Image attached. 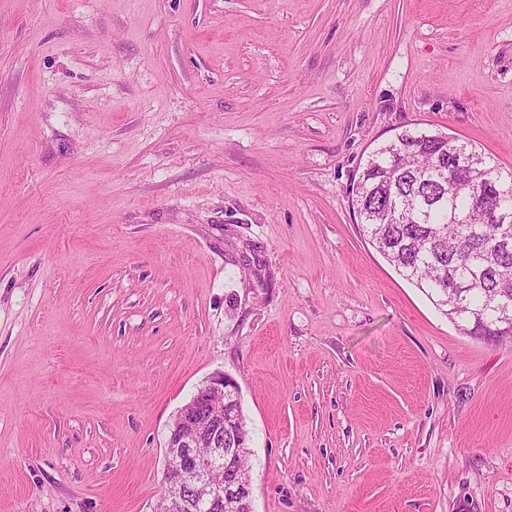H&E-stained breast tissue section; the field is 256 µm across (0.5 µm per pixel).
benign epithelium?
<instances>
[{"label":"benign epithelium","mask_w":512,"mask_h":512,"mask_svg":"<svg viewBox=\"0 0 512 512\" xmlns=\"http://www.w3.org/2000/svg\"><path fill=\"white\" fill-rule=\"evenodd\" d=\"M452 150L441 162L442 173L453 177L467 154L462 146L449 139ZM236 381L217 372L199 388L197 402L177 413L164 448V470L169 473L165 490L175 505L185 512H211L217 499L223 500L224 512H239L243 500L252 497L253 481L229 474L246 447L224 428L225 414L231 401L225 398ZM226 472L224 485L209 482L212 471Z\"/></svg>","instance_id":"obj_1"}]
</instances>
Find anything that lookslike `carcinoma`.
Instances as JSON below:
<instances>
[{
    "mask_svg": "<svg viewBox=\"0 0 512 512\" xmlns=\"http://www.w3.org/2000/svg\"><path fill=\"white\" fill-rule=\"evenodd\" d=\"M441 132L405 130L396 146L368 157L352 188V205L369 241L397 272L434 299L460 331L489 342L512 340V222L474 218L476 196L492 193L495 207L512 215V169L469 147L481 182L469 189L470 171L451 180Z\"/></svg>",
    "mask_w": 512,
    "mask_h": 512,
    "instance_id": "cac0c4a2",
    "label": "carcinoma"
}]
</instances>
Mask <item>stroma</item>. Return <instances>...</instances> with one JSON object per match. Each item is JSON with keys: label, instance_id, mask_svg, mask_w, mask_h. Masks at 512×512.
I'll list each match as a JSON object with an SVG mask.
<instances>
[{"label": "stroma", "instance_id": "1", "mask_svg": "<svg viewBox=\"0 0 512 512\" xmlns=\"http://www.w3.org/2000/svg\"><path fill=\"white\" fill-rule=\"evenodd\" d=\"M405 130L512 168V0H0V512H157L218 371L254 512H512V344L351 203Z\"/></svg>", "mask_w": 512, "mask_h": 512}]
</instances>
